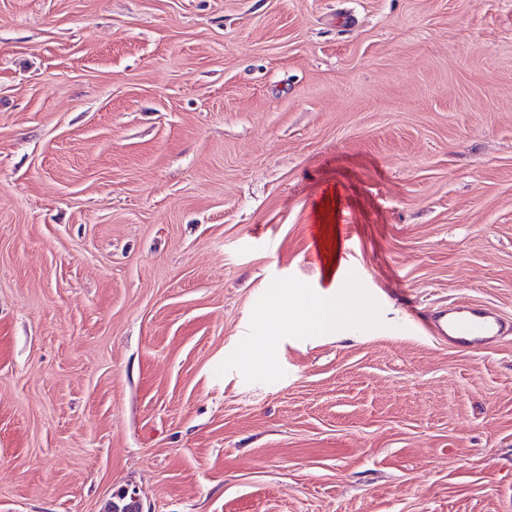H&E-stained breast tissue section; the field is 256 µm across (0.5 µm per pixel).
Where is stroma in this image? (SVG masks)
I'll list each match as a JSON object with an SVG mask.
<instances>
[{
    "mask_svg": "<svg viewBox=\"0 0 512 512\" xmlns=\"http://www.w3.org/2000/svg\"><path fill=\"white\" fill-rule=\"evenodd\" d=\"M120 492L512 512V0H0V512ZM362 314V308L352 302H324L303 299L298 311L283 313L281 326L304 334H329L352 323ZM504 328L498 313L486 306L450 303L442 307L428 329L449 345L480 349L502 336Z\"/></svg>",
    "mask_w": 512,
    "mask_h": 512,
    "instance_id": "stroma-1",
    "label": "stroma"
}]
</instances>
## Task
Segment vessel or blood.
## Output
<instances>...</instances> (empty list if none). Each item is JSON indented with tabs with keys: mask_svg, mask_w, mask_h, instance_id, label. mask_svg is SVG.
<instances>
[{
	"mask_svg": "<svg viewBox=\"0 0 512 512\" xmlns=\"http://www.w3.org/2000/svg\"><path fill=\"white\" fill-rule=\"evenodd\" d=\"M505 323L494 310L483 305L451 303L443 306L430 329L450 345L480 349L502 336Z\"/></svg>",
	"mask_w": 512,
	"mask_h": 512,
	"instance_id": "1",
	"label": "vessel or blood"
}]
</instances>
